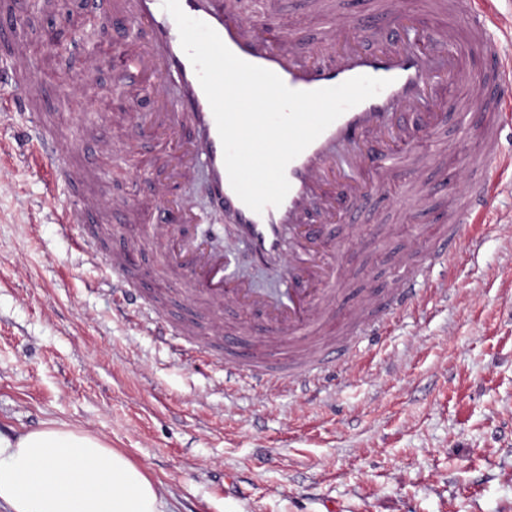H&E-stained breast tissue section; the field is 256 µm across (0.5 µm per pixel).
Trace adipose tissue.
I'll use <instances>...</instances> for the list:
<instances>
[{"instance_id":"1","label":"adipose tissue","mask_w":512,"mask_h":512,"mask_svg":"<svg viewBox=\"0 0 512 512\" xmlns=\"http://www.w3.org/2000/svg\"><path fill=\"white\" fill-rule=\"evenodd\" d=\"M160 489L84 431L0 434V512H163Z\"/></svg>"}]
</instances>
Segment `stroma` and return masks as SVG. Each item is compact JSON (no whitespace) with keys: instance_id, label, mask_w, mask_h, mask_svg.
<instances>
[{"instance_id":"obj_1","label":"stroma","mask_w":512,"mask_h":512,"mask_svg":"<svg viewBox=\"0 0 512 512\" xmlns=\"http://www.w3.org/2000/svg\"><path fill=\"white\" fill-rule=\"evenodd\" d=\"M79 11V0L28 11L23 32L40 42ZM277 24L307 40L322 30L302 0H279ZM53 55L52 117L73 159L101 137L122 144L105 167L126 175L109 191L134 193L149 221L139 164L157 144L103 111L107 76L86 96L63 93L85 66L81 44ZM26 125L17 116L0 127L1 434L65 425L96 435L161 489L164 512H512V169L477 247L435 267L447 293L391 316L327 390L272 393L118 315L106 270L78 253L55 221L59 198L16 151ZM401 195L370 200L365 223L392 232L349 247L340 305L388 288L407 241L435 233V212L396 207Z\"/></svg>"}]
</instances>
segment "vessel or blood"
Instances as JSON below:
<instances>
[{
  "instance_id": "vessel-or-blood-1",
  "label": "vessel or blood",
  "mask_w": 512,
  "mask_h": 512,
  "mask_svg": "<svg viewBox=\"0 0 512 512\" xmlns=\"http://www.w3.org/2000/svg\"><path fill=\"white\" fill-rule=\"evenodd\" d=\"M498 2L443 0L448 23L433 26L402 0H376L375 9L341 17L334 0H325L322 11L333 22L320 41L333 44L335 52L320 58L295 51L297 36L279 30L270 8L248 17L226 9L224 0H180L182 10L211 26L235 55L273 71L291 89L333 87L359 75L390 81L288 164L287 197L258 214L231 187L211 107L162 0H87L89 10L112 24L88 43L77 85L91 86L108 55L114 89L135 93L143 78L152 79L158 109L135 114L143 136L164 145L149 172L156 196L146 244L165 258L193 303L210 314L197 325L190 311L185 324H172L157 305L144 302L139 323L163 328L168 336L190 335L197 352L219 359L225 373L243 371L265 386L298 379L318 385L334 361L348 360L353 352L337 343V325L362 322L367 336L393 311L413 306L433 269L470 241L467 226L484 223L494 189L490 167L512 168L500 140L512 117V61L501 57L493 36L503 25ZM25 7L26 0H0V43L8 48L0 55V121L17 113L30 116L25 159L65 195V204L54 211L57 222L77 230L80 250L110 271L115 295L131 296L136 292L132 263L123 252H101L93 227L102 208L111 207L115 223L122 224L136 214V204L127 196L111 200L85 191L98 160L67 162V137L42 109L44 85L18 25ZM462 82L468 85L466 95L449 105L450 86ZM450 108L460 128H474L478 148L460 184L438 195L418 173L443 153H458L459 143L452 139L446 149L423 154L416 147L437 132ZM200 169L212 209L232 221L234 238L247 245L252 261L275 272L277 288L260 291L234 279L211 235L191 231V220L168 185L191 180ZM401 179L420 207L439 202L446 219L434 239L400 255L401 274L386 293L358 297L344 318H337L336 300L349 279L342 255L365 205ZM226 308L242 311V318L228 324L218 320Z\"/></svg>"
}]
</instances>
